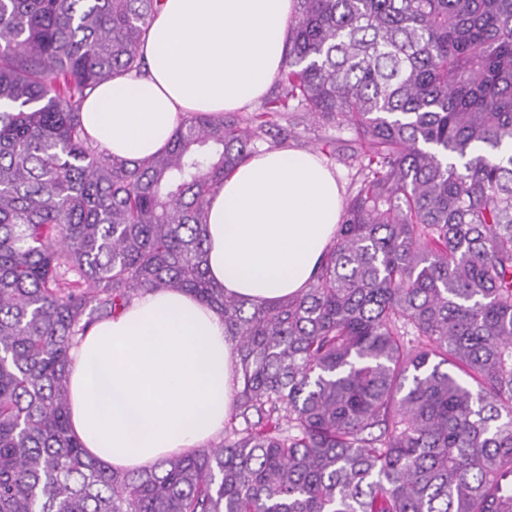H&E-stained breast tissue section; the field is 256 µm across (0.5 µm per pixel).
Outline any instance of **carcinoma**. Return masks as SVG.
Returning <instances> with one entry per match:
<instances>
[{
    "label": "carcinoma",
    "mask_w": 512,
    "mask_h": 512,
    "mask_svg": "<svg viewBox=\"0 0 512 512\" xmlns=\"http://www.w3.org/2000/svg\"><path fill=\"white\" fill-rule=\"evenodd\" d=\"M294 2L275 97L126 160L82 106L161 0H0V512H512V0ZM299 112L358 186L309 288L227 296L207 198ZM149 290L220 312L240 387L220 443L106 469L69 350Z\"/></svg>",
    "instance_id": "carcinoma-1"
}]
</instances>
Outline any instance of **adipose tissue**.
<instances>
[{
    "label": "adipose tissue",
    "mask_w": 512,
    "mask_h": 512,
    "mask_svg": "<svg viewBox=\"0 0 512 512\" xmlns=\"http://www.w3.org/2000/svg\"><path fill=\"white\" fill-rule=\"evenodd\" d=\"M293 0H163L141 51L146 72L99 84L82 124L140 160L181 119L261 98L284 59ZM341 218L335 175L313 153L253 155L208 200L207 271L225 294L272 304L308 288ZM71 431L102 465L152 468L224 433L237 387L224 320L184 292H148L77 337Z\"/></svg>",
    "instance_id": "1"
}]
</instances>
